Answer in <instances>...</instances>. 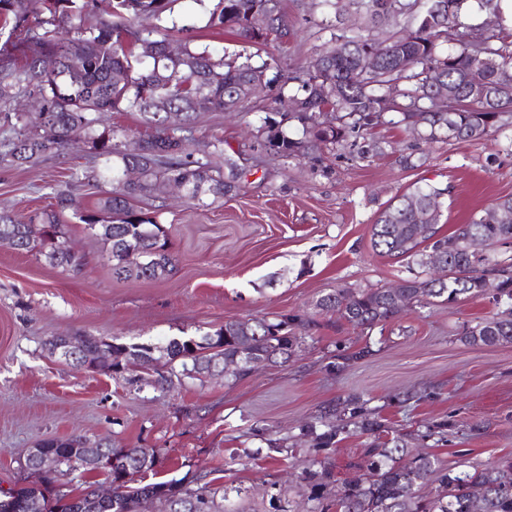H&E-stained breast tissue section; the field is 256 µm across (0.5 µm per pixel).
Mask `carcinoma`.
<instances>
[{
  "label": "carcinoma",
  "instance_id": "cac0c4a2",
  "mask_svg": "<svg viewBox=\"0 0 512 512\" xmlns=\"http://www.w3.org/2000/svg\"><path fill=\"white\" fill-rule=\"evenodd\" d=\"M176 0H112L108 19L92 20L95 0H44L48 17L29 19L28 0H0V21L24 35L29 52L15 63H0V119L13 135L0 140V156L18 165L36 164L68 143L69 133L84 132L91 149L105 159L101 173L83 171L76 180L103 178L112 190L93 209H83L72 194L59 193L56 209L42 211L23 222L0 211V242L18 251H35L53 267L73 270L82 257L65 241L61 216L71 211L107 245L112 276L120 280H160L171 273L174 256L156 216L133 208V202L154 196L158 184L175 180L184 185L191 204L215 199L237 189L236 162L224 152V141L202 158L187 152L177 135L198 112L204 99L208 109L236 112L252 99L253 83L282 81L279 95L297 103L295 111L264 119L260 133L267 151L286 159H304L368 131L391 115L389 123L417 132L426 129L432 141L481 140L512 128V26H506L501 0H319L338 18L351 6L365 8L367 26L374 29L391 21L399 29L384 39L349 28L331 36L299 74L281 79L276 59L252 62L241 54L216 60L192 47L195 26L178 25L172 4ZM267 16L272 41L286 43L294 34L283 0H217L209 12L207 28L229 30L250 44L258 40L251 17ZM183 34L180 51H167L170 32ZM154 45L144 53L143 44ZM375 56L371 72L358 69L361 56ZM150 67L136 69L142 59ZM275 71L268 77L269 71ZM448 93V108L429 110L433 79ZM32 96L35 117L14 111L15 101ZM108 112H139L154 128L147 136L114 129H99ZM301 125V136H289L285 121ZM138 149L130 152L127 143ZM139 179L126 182V171ZM443 189L432 184L414 186L394 196L373 224L372 247L381 254L411 260L422 274L401 279L405 302L386 288H338L320 296L313 309L319 316L353 327L384 326L404 308L435 302L454 303L488 294L487 276L495 281L492 295L498 311L463 329L473 344L512 343V258L501 259L498 244L512 243V219L498 224L474 216L449 234L440 231V216L427 236L419 232L428 207ZM49 226V236L36 238L27 224ZM477 236L489 249L479 256L469 249ZM448 263L449 277H426L434 256ZM313 319L280 315L273 319L227 320L213 333L196 340L173 338L166 344L163 370L153 384L173 379H201L211 365L249 355L273 362L288 360L301 346L300 333ZM89 355L106 360L102 370L120 364L152 361L149 343H105L87 339ZM370 350L363 347L336 354V367L358 361ZM381 427L359 396L338 399L300 427L299 437L314 453L312 468L303 480L308 490L305 512H512V462L466 470L443 469L431 454L412 448L397 437L392 445L367 449L364 474L338 482L327 451L343 432L372 435ZM117 461L110 470L112 499L95 512H144L153 498L170 503V512H216V490L198 476L191 483L157 482L135 486L132 476L151 470L159 462L160 448H116L97 444ZM429 482L434 496L418 495ZM87 482L79 492L56 485V473L25 489L26 499L38 502L40 512H88Z\"/></svg>",
  "mask_w": 512,
  "mask_h": 512
}]
</instances>
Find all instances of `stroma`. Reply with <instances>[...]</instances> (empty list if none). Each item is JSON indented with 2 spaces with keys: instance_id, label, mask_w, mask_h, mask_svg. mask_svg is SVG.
Returning a JSON list of instances; mask_svg holds the SVG:
<instances>
[{
  "instance_id": "35a3bbf8",
  "label": "stroma",
  "mask_w": 512,
  "mask_h": 512,
  "mask_svg": "<svg viewBox=\"0 0 512 512\" xmlns=\"http://www.w3.org/2000/svg\"><path fill=\"white\" fill-rule=\"evenodd\" d=\"M285 5L293 37L258 47L206 29L212 0H176L174 14L195 24L196 45L214 58H274L288 74L314 54L323 15L318 0ZM264 117L251 107L201 112L184 129L197 155L223 140L244 176L237 192L205 207L170 189L141 202L168 234L175 269L165 279L113 278L102 241L71 216L65 229L85 256L81 270L0 244V490L20 480L30 448L77 435L162 449L158 474L138 483L208 475L224 491L222 512H302V474L313 454L297 440L298 427L350 395L361 396L387 430L417 435L418 448L446 467L512 459V344L472 346L462 336L464 325L495 313L488 295L410 307L382 329L318 326L291 360L242 379L185 378L161 389L136 373L115 378L50 357L57 336L159 346L200 338L230 319L308 312L338 288L388 286L418 270L371 246L375 218L397 193L417 182L444 188L446 233L512 195V154L491 139L430 143L384 123L371 131L381 153L360 156L363 141L351 136L321 157L291 160L266 153L258 133ZM92 164L79 131L38 165L0 161V210L27 216L51 208L62 191L93 208L110 183L71 178ZM365 343L372 356L330 370L337 347ZM440 423L446 431L428 435ZM285 437L288 453L269 448ZM371 442L366 434L340 435L332 454L337 479L357 477Z\"/></svg>"
}]
</instances>
